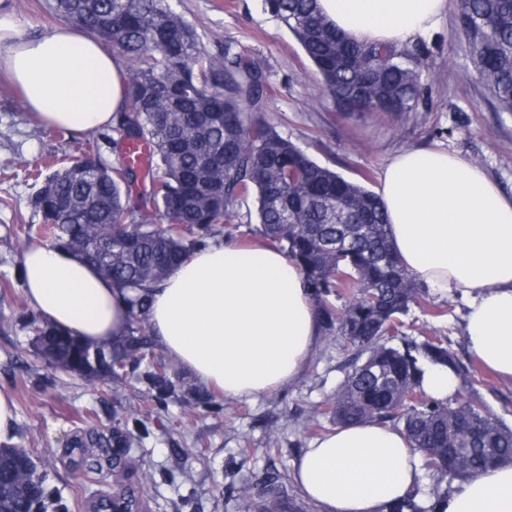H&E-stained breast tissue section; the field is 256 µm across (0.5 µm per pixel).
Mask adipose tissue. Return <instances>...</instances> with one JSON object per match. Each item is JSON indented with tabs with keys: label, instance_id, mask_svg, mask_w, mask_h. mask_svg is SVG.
Returning <instances> with one entry per match:
<instances>
[{
	"label": "adipose tissue",
	"instance_id": "1",
	"mask_svg": "<svg viewBox=\"0 0 512 512\" xmlns=\"http://www.w3.org/2000/svg\"><path fill=\"white\" fill-rule=\"evenodd\" d=\"M351 40L400 46L439 31L448 0H318ZM0 73L49 127L87 132L111 124L125 97L124 63L100 40L62 25L27 33L0 12ZM395 251L411 276L470 303V353L512 384V194L484 169L445 148L401 150L376 187ZM29 305L88 343L116 342L129 322L126 298L67 249L27 247L20 263ZM159 347L225 398L292 385L320 338L317 309L297 265L255 242L214 241L152 291ZM420 477L403 433L389 426L336 429L303 450L295 480L321 512H385ZM446 512H512V464L461 484Z\"/></svg>",
	"mask_w": 512,
	"mask_h": 512
}]
</instances>
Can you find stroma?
Here are the masks:
<instances>
[{
  "mask_svg": "<svg viewBox=\"0 0 512 512\" xmlns=\"http://www.w3.org/2000/svg\"><path fill=\"white\" fill-rule=\"evenodd\" d=\"M50 3L0 0L30 33L64 24ZM171 6L194 27L207 50L221 52L230 41L245 57L263 63L269 122L346 179L365 180L368 189H375L397 150L441 143L482 166L512 194V113L496 111L471 64L458 28V0H449L448 17L438 32L408 45L423 69L414 111L395 119L373 115L359 121L335 112L313 65L296 39L264 12L262 0H171ZM90 147L104 164L118 163L111 129L73 134L44 127L26 112L18 91L0 84V389L15 401V447L33 453L71 512H82L81 500L96 485L62 463L66 445L77 433L111 426L121 414L142 417L152 406L145 383L137 378L116 390L47 368L26 328L34 311L23 292L19 265L28 246L24 228L39 221L31 206L37 187L26 174L45 157L68 163ZM467 304L456 293L429 292L404 316V330L414 337H448L457 355L469 360L464 340ZM350 357L340 339L324 335L293 385L255 400L225 401L219 409L189 417L181 403H170L172 427L148 421L149 437L129 457L127 483L138 484L143 472L153 474V483L142 485L151 512H181V497L188 493L194 496L196 512H236L228 490L233 465L243 464L245 471L261 476L269 463L268 449L278 448V468L292 471L314 438L305 426L307 418L335 393ZM176 455L189 481L168 477Z\"/></svg>",
  "mask_w": 512,
  "mask_h": 512,
  "instance_id": "1",
  "label": "stroma"
}]
</instances>
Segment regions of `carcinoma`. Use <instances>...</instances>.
I'll return each mask as SVG.
<instances>
[{
	"label": "carcinoma",
	"instance_id": "obj_1",
	"mask_svg": "<svg viewBox=\"0 0 512 512\" xmlns=\"http://www.w3.org/2000/svg\"><path fill=\"white\" fill-rule=\"evenodd\" d=\"M316 2L263 0V8L301 45L336 111H412L420 91L418 59L394 46L346 39ZM52 9L135 64L112 131L122 154L152 146L157 172L141 184L134 162L123 157L109 168L91 149L42 180L32 201L40 222L28 225L27 237L37 234L75 252L125 294L130 309L127 334L118 343L87 344L43 320L29 322L33 344L49 366L90 384L107 380L115 389L137 375L155 403L146 419L165 410L178 398L180 377L155 351L151 290L206 239L224 235V225L246 224L296 263L320 332L340 338L352 352L343 381L312 412L309 428L327 430L323 415L336 427L391 426L421 453L433 487L426 492L415 484L386 512H438L451 482L512 463V427L482 400L460 408L425 391L430 366L450 370L460 389L476 392L483 379L443 338L418 342L404 335L402 316L425 287L394 253L377 195L317 163L268 122L259 63L230 44L217 54L200 47L193 27L168 0H53ZM458 22L484 89L497 111L511 113L512 0H460ZM251 198L256 211L243 210ZM108 226L115 228L108 256L83 249L104 240ZM343 239L350 247L338 252L336 241ZM113 429L126 445L149 434L139 418L133 430L127 421ZM72 454L94 470V441L77 439ZM26 458L21 448H0V512H69L49 488L33 501L15 481ZM231 488L237 512L307 510L288 495V477L276 469Z\"/></svg>",
	"mask_w": 512,
	"mask_h": 512
}]
</instances>
